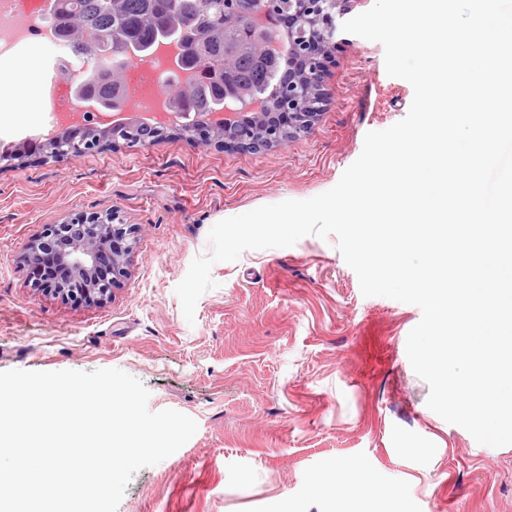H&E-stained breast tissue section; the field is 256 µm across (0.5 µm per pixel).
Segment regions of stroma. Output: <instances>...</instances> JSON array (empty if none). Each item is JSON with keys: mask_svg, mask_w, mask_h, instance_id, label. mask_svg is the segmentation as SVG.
<instances>
[{"mask_svg": "<svg viewBox=\"0 0 512 512\" xmlns=\"http://www.w3.org/2000/svg\"><path fill=\"white\" fill-rule=\"evenodd\" d=\"M328 105L309 133L255 150L124 142L0 170V371L116 368L179 411L195 435L132 476L118 512H512V445L478 444L427 406L406 340L417 306L366 297L335 238L249 250L211 269L186 320L175 293L217 222L339 181L368 132L407 114L413 88L380 43L337 32ZM131 225L128 275L104 302L39 292L26 244L74 214ZM366 499L329 487L344 462ZM400 484L394 496L392 484Z\"/></svg>", "mask_w": 512, "mask_h": 512, "instance_id": "obj_1", "label": "stroma"}]
</instances>
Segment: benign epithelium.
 <instances>
[{
	"instance_id": "1",
	"label": "benign epithelium",
	"mask_w": 512,
	"mask_h": 512,
	"mask_svg": "<svg viewBox=\"0 0 512 512\" xmlns=\"http://www.w3.org/2000/svg\"><path fill=\"white\" fill-rule=\"evenodd\" d=\"M351 0H294V10L290 12L293 23L288 27V41L278 42L266 39L263 31L257 32L260 53L266 55L272 50L277 54H288V74L301 67H310L309 80L323 86L325 78V60L333 44L320 38L304 39L302 28L308 23L320 24V27L336 29L335 16L345 14ZM293 80H288V104L283 110L287 116L285 124L266 121L262 133L252 127L254 117L248 112L259 108L254 101L246 106V111L236 112L224 109L198 116L192 121L181 123L185 134L196 141H212L211 132L224 131V141L239 148L253 149L261 140L268 142L280 139L282 130L288 134L306 133L310 129L313 116L322 111L327 97L321 96L319 103L306 109L298 105L297 99L302 92L293 89ZM72 92L75 100L85 102L92 98L85 95V86L74 85ZM98 109L106 112V117L95 118L99 124L107 125L112 130V139H126L129 124L116 114L111 102L98 96L94 99ZM176 124V120L155 118L146 114L138 122L140 125L138 139L131 146H149L155 137ZM87 120L79 118L64 129L47 135L50 140H57L62 134L70 137L59 143L55 159L64 160L79 157L85 153L99 150V147L86 140L82 130ZM133 229L125 224H110L99 213H82L58 224H46L40 236L26 244L28 262L32 265L38 261H54L61 268V275L53 280H37L36 290L57 295L74 302L105 301L111 297L112 290L119 285L128 272V257L131 245L130 235Z\"/></svg>"
}]
</instances>
